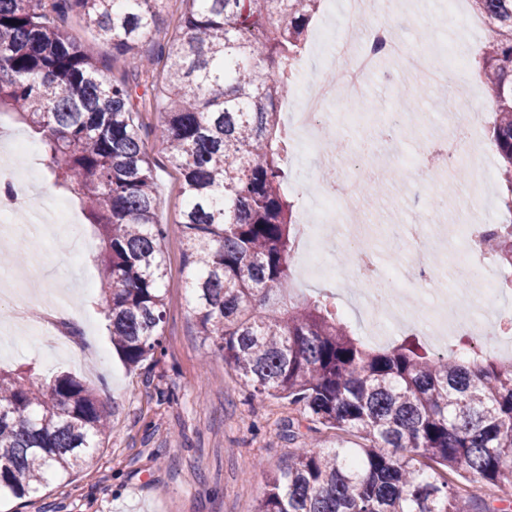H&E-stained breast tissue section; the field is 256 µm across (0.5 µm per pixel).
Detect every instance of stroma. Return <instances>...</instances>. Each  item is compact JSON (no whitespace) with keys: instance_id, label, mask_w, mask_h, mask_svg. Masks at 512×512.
I'll list each match as a JSON object with an SVG mask.
<instances>
[{"instance_id":"stroma-1","label":"stroma","mask_w":512,"mask_h":512,"mask_svg":"<svg viewBox=\"0 0 512 512\" xmlns=\"http://www.w3.org/2000/svg\"><path fill=\"white\" fill-rule=\"evenodd\" d=\"M443 13L444 0H395L393 5L398 37L420 45L459 46L468 58L464 68L449 71L443 84L419 92L417 109L430 117L442 112L443 96H459L469 87L477 91L471 111H480L489 100L474 74L486 43L485 29L473 27V12L454 20L444 19ZM422 64L419 58L383 60L367 96L336 107L337 121L354 132L378 127L398 107L397 88ZM142 120L160 199L156 220L169 227L163 245L170 284L164 351L130 367L113 350L95 290L99 240L78 202L44 178L48 193L68 203L67 230L47 241L38 228H31L27 250H0V275L31 267L38 255L42 262L32 267L35 276L68 279L72 288L64 296L39 294L28 301L0 297V368H28L40 378L60 371L76 375L104 403L109 430L102 448L87 455L69 478L23 499L2 497L0 512H254L270 477L288 465L293 448L289 423L298 424L306 441L324 447L337 441L335 431L309 424L287 399L251 395L211 341L199 336L182 288L181 176L154 133L163 121L161 112L147 109ZM421 147L419 139L399 135L379 144L372 165L381 173L393 165L409 166ZM413 200L403 183L377 185L355 203V220L389 224L409 219ZM295 288L302 296L327 294L340 307L355 303L352 322L371 346L383 347L404 336L393 329L382 338L369 335L372 304L350 281H299ZM65 302L73 307L69 335H16L21 315L50 314ZM75 343L83 348L78 358L71 349Z\"/></svg>"}]
</instances>
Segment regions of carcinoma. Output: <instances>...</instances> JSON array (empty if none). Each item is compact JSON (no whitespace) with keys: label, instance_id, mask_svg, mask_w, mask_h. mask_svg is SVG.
I'll use <instances>...</instances> for the list:
<instances>
[{"label":"carcinoma","instance_id":"cac0c4a2","mask_svg":"<svg viewBox=\"0 0 512 512\" xmlns=\"http://www.w3.org/2000/svg\"><path fill=\"white\" fill-rule=\"evenodd\" d=\"M156 2L0 0V112L40 135L53 184L98 226L99 301L116 351L137 366L163 335L168 226L156 221L134 104L163 60L155 132L184 179L185 288L199 334L253 392L362 440L295 448L256 512H512L511 497H484L443 476L512 490V361L434 354L410 337L372 349L329 297L292 295L298 224L279 108L294 85L281 67L302 51L323 0H185L180 33L143 54ZM471 2L486 19L477 74L495 104L490 140L511 213L512 0ZM74 10L112 42L120 77L61 31ZM483 247L512 273V224L486 228ZM108 428L78 377L0 372V495L22 499L70 476Z\"/></svg>","mask_w":512,"mask_h":512}]
</instances>
